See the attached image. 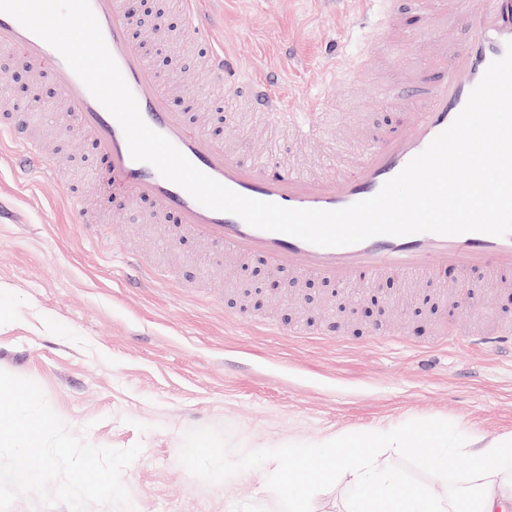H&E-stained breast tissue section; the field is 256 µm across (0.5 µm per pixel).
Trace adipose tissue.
Listing matches in <instances>:
<instances>
[{
    "label": "adipose tissue",
    "instance_id": "obj_1",
    "mask_svg": "<svg viewBox=\"0 0 512 512\" xmlns=\"http://www.w3.org/2000/svg\"><path fill=\"white\" fill-rule=\"evenodd\" d=\"M343 435L287 447L296 465L282 474L278 453L267 457L269 484L286 499L290 512H302L313 489L341 487V512H457L455 494L445 496L406 487L405 475L391 467L399 456H418L423 468L440 477L450 453L470 461V479L478 488L472 512H512V435L488 437L436 428H399L360 434L363 448L346 463L339 448Z\"/></svg>",
    "mask_w": 512,
    "mask_h": 512
}]
</instances>
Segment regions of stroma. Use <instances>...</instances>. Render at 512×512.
I'll use <instances>...</instances> for the list:
<instances>
[{
  "instance_id": "obj_1",
  "label": "stroma",
  "mask_w": 512,
  "mask_h": 512,
  "mask_svg": "<svg viewBox=\"0 0 512 512\" xmlns=\"http://www.w3.org/2000/svg\"><path fill=\"white\" fill-rule=\"evenodd\" d=\"M216 7L225 48L256 74L284 80L291 111H307L321 94L331 107L306 149L221 85L198 95L191 120L310 177L349 174L368 134L402 127L394 96L435 52L424 35L406 57L383 52L348 80L323 83L333 44L344 47V67L365 37L352 0H216ZM162 56L174 61L161 66L163 75L195 74L191 40L160 45L150 58ZM1 98L38 101L35 117L59 163L38 177L15 168L21 144L0 152V200L16 215L0 223V370L35 381L71 434L99 447L142 443L121 475L136 512H246L264 495L267 453L290 440L385 425L512 434V361L465 337L512 323V281L474 272V320L466 325L458 321L457 273L439 271L420 285L395 275L336 296L302 281L254 287V261L228 257L216 266L207 245H163L146 213L115 217L124 191L81 139L57 140L60 97L49 81L0 61ZM68 187L91 198L99 228L79 227L65 209ZM117 239L172 271V281L154 291L131 287ZM254 317L272 331L258 333ZM299 322L316 337L292 335ZM377 325L400 327L401 335L372 344ZM442 335L448 348L422 368L420 349ZM242 458L248 475L225 480V465Z\"/></svg>"
}]
</instances>
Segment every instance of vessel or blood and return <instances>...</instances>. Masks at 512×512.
<instances>
[{
  "mask_svg": "<svg viewBox=\"0 0 512 512\" xmlns=\"http://www.w3.org/2000/svg\"><path fill=\"white\" fill-rule=\"evenodd\" d=\"M90 3L145 123L169 139L199 170L231 190L288 208L336 210L374 196L452 124L488 66L504 56L507 42L512 41V0H480L476 5L471 0H412L411 12L421 28L436 29L442 13L451 9L458 25L467 30V38L447 37L439 57L408 80L409 90L398 102L407 115L404 130L373 135L351 174L311 178L277 159L259 162L231 151L223 141L192 124L186 113L171 111L160 73L137 47V19L126 0ZM180 7L188 36L205 48L204 64L212 81L240 93L269 123L291 127L296 139L309 140L317 135L325 101H318L313 111L301 118L289 112L284 99L273 94L271 80L246 77L244 63L225 48L220 19L209 0H180ZM0 55L25 64L56 84L64 95L61 136L75 133L87 138L93 151L109 160L130 201L150 207L155 218L169 225L174 238L209 244L216 259L259 256L273 274L318 278L333 285L379 280L395 273L424 279L435 270L448 268L512 275V235L424 232L378 235L348 246L320 247L208 209L151 165L133 160L118 121L60 53L5 13H0ZM32 125L33 117L26 108L0 110V146L22 142L16 165L24 172L41 174L51 170L56 159L33 134ZM120 252L129 281H166V274L139 252L125 246ZM474 342L485 350L512 357L511 326L491 336L475 337Z\"/></svg>",
  "mask_w": 512,
  "mask_h": 512,
  "instance_id": "vessel-or-blood-1",
  "label": "vessel or blood"
}]
</instances>
